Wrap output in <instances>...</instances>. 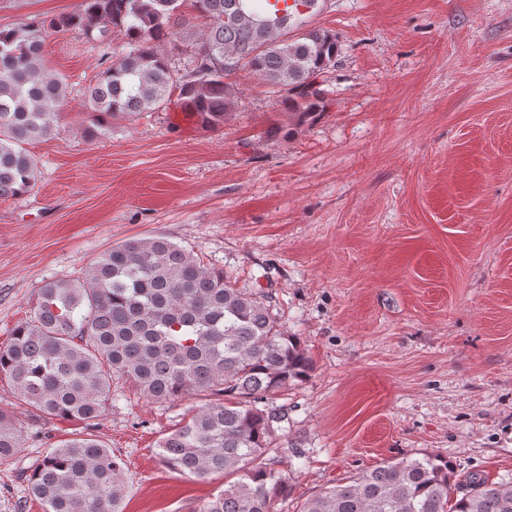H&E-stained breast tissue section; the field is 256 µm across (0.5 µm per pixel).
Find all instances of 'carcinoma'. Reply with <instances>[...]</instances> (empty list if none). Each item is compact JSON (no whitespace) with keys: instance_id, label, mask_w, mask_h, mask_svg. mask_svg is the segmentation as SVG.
<instances>
[{"instance_id":"obj_1","label":"carcinoma","mask_w":512,"mask_h":512,"mask_svg":"<svg viewBox=\"0 0 512 512\" xmlns=\"http://www.w3.org/2000/svg\"><path fill=\"white\" fill-rule=\"evenodd\" d=\"M184 2L79 0L59 17L0 26V198L34 188L38 164L26 145L54 132L67 102V78L43 65L55 33L99 43L122 36L86 91V122L101 132L116 116L167 107L174 91L201 127L217 130L236 100L225 78L240 68L300 118L329 109L320 78L340 48L335 33L308 27L320 0H191L200 31ZM176 55L186 59L182 72L171 66ZM266 299L163 236L128 238L83 278L46 281L31 318L0 348V375L40 417L86 425L51 444L28 477L45 512H123L124 463L91 433L117 380L156 402L200 400L158 448L161 462L184 475L234 477L201 512H276L288 477L265 457L288 415L267 401L313 365ZM20 447L13 417L0 411V460ZM297 512H512V480L476 477L464 490L448 458L424 453L384 460Z\"/></svg>"}]
</instances>
